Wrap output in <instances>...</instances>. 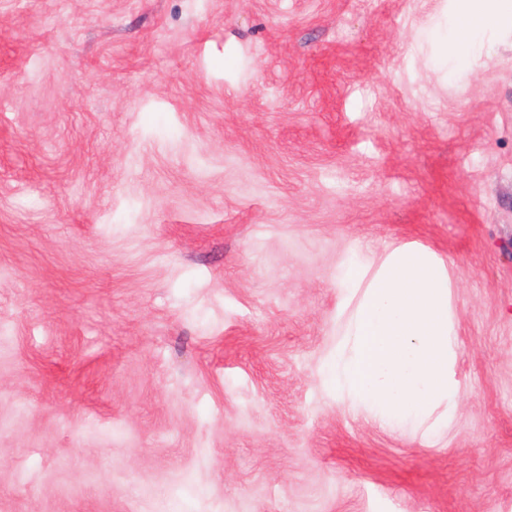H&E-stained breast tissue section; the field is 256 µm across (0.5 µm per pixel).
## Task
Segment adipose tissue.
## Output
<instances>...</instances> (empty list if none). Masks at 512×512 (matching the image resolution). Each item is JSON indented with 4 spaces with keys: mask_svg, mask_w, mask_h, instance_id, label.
Segmentation results:
<instances>
[{
    "mask_svg": "<svg viewBox=\"0 0 512 512\" xmlns=\"http://www.w3.org/2000/svg\"><path fill=\"white\" fill-rule=\"evenodd\" d=\"M462 25L448 41L450 55H479L504 20L512 18V0H460Z\"/></svg>",
    "mask_w": 512,
    "mask_h": 512,
    "instance_id": "1",
    "label": "adipose tissue"
}]
</instances>
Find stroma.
Instances as JSON below:
<instances>
[{"instance_id": "obj_1", "label": "stroma", "mask_w": 512, "mask_h": 512, "mask_svg": "<svg viewBox=\"0 0 512 512\" xmlns=\"http://www.w3.org/2000/svg\"><path fill=\"white\" fill-rule=\"evenodd\" d=\"M455 0H0V512H512V29ZM452 283L461 394L322 376L338 274ZM463 22L448 40V53L452 56H480L487 42L494 38L505 19L512 18L509 0H460Z\"/></svg>"}]
</instances>
